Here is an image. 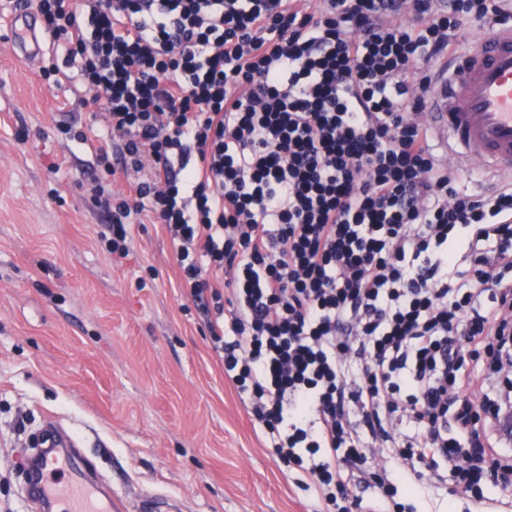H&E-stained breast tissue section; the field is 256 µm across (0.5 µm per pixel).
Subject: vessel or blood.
Returning a JSON list of instances; mask_svg holds the SVG:
<instances>
[{"label":"vessel or blood","instance_id":"1","mask_svg":"<svg viewBox=\"0 0 512 512\" xmlns=\"http://www.w3.org/2000/svg\"><path fill=\"white\" fill-rule=\"evenodd\" d=\"M6 25L15 48L36 62L43 36L34 12L17 10ZM436 81L427 122L438 144L458 163L512 175V24L469 41ZM46 439L49 451L26 479L40 512H126V501L103 492L75 438L51 423Z\"/></svg>","mask_w":512,"mask_h":512}]
</instances>
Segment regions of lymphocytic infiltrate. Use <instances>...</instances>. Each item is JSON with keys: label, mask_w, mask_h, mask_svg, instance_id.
<instances>
[{"label": "lymphocytic infiltrate", "mask_w": 512, "mask_h": 512, "mask_svg": "<svg viewBox=\"0 0 512 512\" xmlns=\"http://www.w3.org/2000/svg\"><path fill=\"white\" fill-rule=\"evenodd\" d=\"M128 189L162 225L224 376L322 498L389 512L409 468L512 474L484 420L512 365V182L461 190L424 119L434 69L505 0H34ZM468 271H461V263ZM380 496L366 500L367 470Z\"/></svg>", "instance_id": "f902f5d3"}]
</instances>
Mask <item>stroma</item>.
Returning <instances> with one entry per match:
<instances>
[{"label":"stroma","instance_id":"obj_1","mask_svg":"<svg viewBox=\"0 0 512 512\" xmlns=\"http://www.w3.org/2000/svg\"><path fill=\"white\" fill-rule=\"evenodd\" d=\"M0 35V512H34L22 467L61 421L113 495L161 493L179 512H328L254 432L182 296L161 225L138 224L122 260L81 184L92 160L58 127L95 125L75 82L54 85ZM414 512H512V492L413 481Z\"/></svg>","mask_w":512,"mask_h":512}]
</instances>
